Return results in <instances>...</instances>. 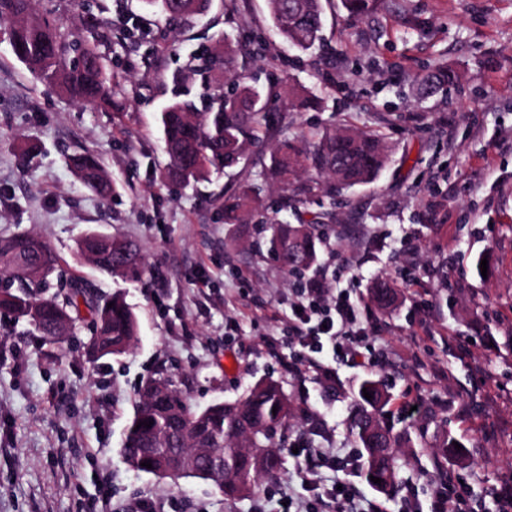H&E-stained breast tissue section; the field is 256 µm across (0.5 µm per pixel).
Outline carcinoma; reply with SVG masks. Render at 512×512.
Returning <instances> with one entry per match:
<instances>
[{
    "label": "carcinoma",
    "mask_w": 512,
    "mask_h": 512,
    "mask_svg": "<svg viewBox=\"0 0 512 512\" xmlns=\"http://www.w3.org/2000/svg\"><path fill=\"white\" fill-rule=\"evenodd\" d=\"M156 6L157 22L164 26L187 22L207 14L212 0H147ZM274 28L292 47L308 52L321 40L323 5L321 0H268ZM10 29L11 45L17 59L41 81L61 88L67 95L86 104L106 103L112 94L114 68L100 51L105 36L78 41L64 22H50L32 6V0H0V23ZM224 52L205 48L195 54L187 73L175 78L179 86L176 100L160 113L164 149L169 162L161 180L189 185L208 179L213 173L240 163L251 142L270 123L269 110L259 104V93L235 82V54L229 37H217ZM224 71L234 81L229 88L213 84L214 72ZM200 82L208 91L204 105L197 106L190 82ZM456 81L455 74L438 67L426 77L427 90L435 93ZM77 177L88 188L104 182L101 195L112 192V182L91 155L71 158ZM387 156L380 138L372 133L326 129L307 142L281 141L271 157L270 176L283 186L301 173L314 171L328 177L327 185L316 183L328 206L336 202V186L350 189L373 182L385 167ZM257 200L256 186L245 182L236 195L224 201V223L245 221L244 207ZM270 238L284 272L300 275L318 260L316 243L324 231L314 232L312 224H271ZM77 251L89 254L100 270L122 278H138L145 262L139 246L109 238L99 240L89 232L77 243ZM59 260L51 245L31 234L0 239V312L24 321L31 333L52 345L83 320L80 306L90 316L92 336L87 353L93 359L126 353L138 335L137 317L124 297L115 293L99 302L77 284L68 292H45ZM371 294L384 310L393 305L396 292L387 278L377 280ZM114 306L107 307L109 302ZM152 392L140 390L139 400L127 427L122 457L138 472L167 473L176 482L185 474L173 470L181 454L193 457V465L208 466L203 452L218 455L224 466V496L245 497L281 469L280 449L274 442L277 431L292 417L291 402L273 379L258 381L232 404H216L198 411L174 388L166 377L148 379ZM373 395L364 397L363 392ZM390 400L383 384L373 377L362 380L351 417L352 433L365 457V480L376 491L390 494L398 484L399 436L384 423L380 412ZM152 422L151 427L139 423ZM149 461L152 468L141 463ZM381 479L375 483L370 476Z\"/></svg>",
    "instance_id": "1"
}]
</instances>
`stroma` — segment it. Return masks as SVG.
Returning a JSON list of instances; mask_svg holds the SVG:
<instances>
[{
	"label": "stroma",
	"instance_id": "stroma-1",
	"mask_svg": "<svg viewBox=\"0 0 512 512\" xmlns=\"http://www.w3.org/2000/svg\"><path fill=\"white\" fill-rule=\"evenodd\" d=\"M323 5L322 41L303 53L277 33L267 0H213L205 17L165 31L145 0H35L79 37L107 31L102 50L122 61L108 105L37 80L0 25V237L47 240L65 280L122 293L139 322L129 352L95 362L88 322L48 346L0 313V512H99L106 498L117 507L148 498L157 512H253L256 496L228 500L210 482L126 466L133 405L158 375L199 409L274 378L295 410L279 447L339 457L355 448L351 400L366 372L333 361L332 391L288 374L278 334L293 281L253 247L261 223L325 225L311 275L336 262L352 270L329 288L366 300L383 276L396 289L391 310L370 314L382 348L374 376L412 449L401 497L429 512L446 473L468 483L482 512H497L491 491L512 477V0H379L362 21L342 0ZM127 17L142 25L139 39L125 38ZM218 32L235 38L238 72L271 110L270 127L237 166L188 187L160 185L159 116L173 78ZM440 66L456 86L424 96L423 77ZM329 126L381 138L388 161L375 182L338 192L327 215L306 177L286 189L270 179L251 223H225V196L268 170L281 139ZM84 150L111 176L109 196L77 180L69 159ZM91 231L138 242L141 278L80 259L76 244ZM409 393L425 399L412 418L399 409ZM452 441L457 449L444 452Z\"/></svg>",
	"mask_w": 512,
	"mask_h": 512
}]
</instances>
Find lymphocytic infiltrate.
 <instances>
[{"label":"lymphocytic infiltrate","mask_w":512,"mask_h":512,"mask_svg":"<svg viewBox=\"0 0 512 512\" xmlns=\"http://www.w3.org/2000/svg\"><path fill=\"white\" fill-rule=\"evenodd\" d=\"M288 317V343L295 351L285 363L289 373L313 374L316 379L335 382L336 373L322 360L323 352L339 353L353 364L375 370L379 362L365 341L373 327L361 311V301L353 292L325 288L314 278L304 287L293 289ZM305 462L298 477L308 492L304 498H290L288 505L276 512H358L357 494L350 482L327 481L324 469L342 470L354 463L353 458L337 457L320 448L299 447Z\"/></svg>","instance_id":"obj_1"}]
</instances>
